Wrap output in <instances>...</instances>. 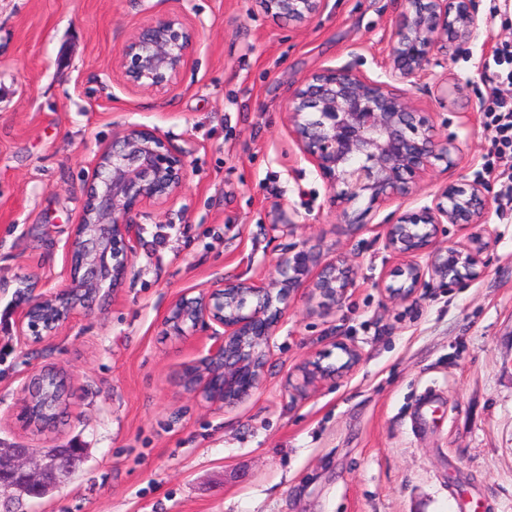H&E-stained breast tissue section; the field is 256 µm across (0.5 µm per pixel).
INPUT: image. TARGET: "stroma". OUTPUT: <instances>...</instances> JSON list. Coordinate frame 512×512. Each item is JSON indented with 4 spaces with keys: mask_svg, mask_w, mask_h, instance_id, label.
<instances>
[{
    "mask_svg": "<svg viewBox=\"0 0 512 512\" xmlns=\"http://www.w3.org/2000/svg\"><path fill=\"white\" fill-rule=\"evenodd\" d=\"M475 2L472 41L405 87L434 137L458 139L464 155L353 233L289 138L285 101L322 67L377 76L401 0H328L303 22L261 0H0V448L88 453L23 512H512V217L491 208L478 279L431 281L404 305L377 286L395 259L376 224L481 178L483 63L512 41V11L493 21L491 0ZM173 9L202 27L180 87L124 88L120 47ZM128 126L191 148L186 185L174 204L142 210L120 288L49 346L23 345L16 316L34 293L20 283L63 284L94 162ZM288 220L289 235L275 232ZM302 249L321 264L346 258L354 286L342 307L325 314L294 293L261 388L234 407L185 386L207 338L166 335L171 301L223 277L271 276L282 253ZM348 338L359 365L296 392L299 367L320 352L339 363L332 344ZM48 365L66 396L56 425L39 430L20 418V388Z\"/></svg>",
    "mask_w": 512,
    "mask_h": 512,
    "instance_id": "stroma-1",
    "label": "stroma"
}]
</instances>
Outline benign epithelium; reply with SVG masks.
I'll list each match as a JSON object with an SVG mask.
<instances>
[{
	"instance_id": "7a95c632",
	"label": "benign epithelium",
	"mask_w": 512,
	"mask_h": 512,
	"mask_svg": "<svg viewBox=\"0 0 512 512\" xmlns=\"http://www.w3.org/2000/svg\"><path fill=\"white\" fill-rule=\"evenodd\" d=\"M327 0H264L268 12L312 20ZM483 20L474 0H405L396 17L381 74L370 78L353 64L323 67L300 82L285 106L288 133L301 156L324 182L329 205L352 232L368 226L373 209L409 194L433 169L434 162L456 165L463 153L456 139L437 140L432 116L414 107L402 86L423 81L429 68L448 56V47L467 43ZM201 45L198 25L178 10L141 24L119 49L114 68L122 85L135 92L166 96L180 86L185 69ZM191 149L170 145L156 129L130 126L112 136L96 159L93 179L74 234L64 245L65 283L48 288L22 307L17 336L26 346L53 341L79 314L92 312L105 281L121 285L136 251L138 216L145 205L173 202L186 182ZM367 201L360 212L351 204ZM486 187L444 184L430 201L380 224L385 249L397 263L377 282L393 302L415 298L426 279L452 286L466 276L483 274L481 255L490 242L437 245L442 224L488 223ZM353 280L341 259L316 267L305 250L283 253L268 278L226 277L197 297L177 296L164 325L178 336L199 328L212 343L198 353L182 375L213 403L234 405L263 384L270 346L281 328L288 300L299 288L320 298L334 312ZM346 360L325 365L318 355L302 368V388L342 377L359 364L353 342L334 344ZM86 461V449H57L45 456L31 448L0 450V489L23 485L32 498H43L55 482Z\"/></svg>"
}]
</instances>
